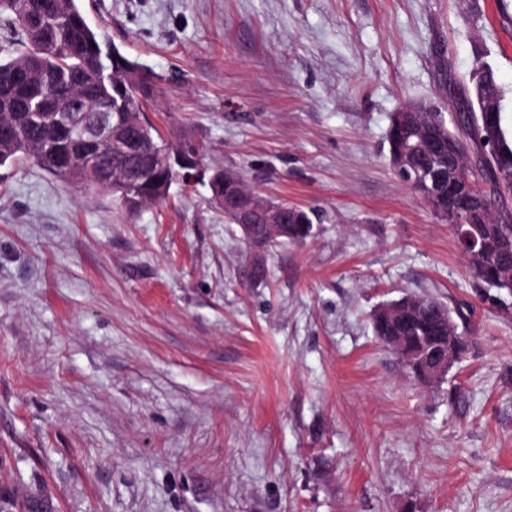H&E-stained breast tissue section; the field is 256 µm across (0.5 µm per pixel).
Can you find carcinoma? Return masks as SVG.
<instances>
[{
    "label": "carcinoma",
    "mask_w": 512,
    "mask_h": 512,
    "mask_svg": "<svg viewBox=\"0 0 512 512\" xmlns=\"http://www.w3.org/2000/svg\"><path fill=\"white\" fill-rule=\"evenodd\" d=\"M13 26L9 45H0V166L22 157L33 159L59 180L80 182L89 189L113 191L112 180L103 181L97 173L78 164L86 147L78 146L53 120L56 112H69L82 99L90 105L103 104L112 111V131L148 145H135L116 159L102 156L107 168L117 165L125 171L122 189L114 191L122 208L135 211L145 204L160 201L169 193L179 172L168 169L171 153L199 154V147L187 137L166 139L144 115L143 105L155 99L159 77L129 59L108 41L99 27L84 15L80 0H52L45 8L43 0H0V21ZM468 111L460 116V126L451 130L439 112H427L421 121H430L444 142L452 144L466 159L458 179L469 187V195L433 198L414 181V173L395 170L398 178L418 192L442 217L448 212L460 218L470 215L472 200L492 217L495 230L489 249L479 262L469 261L477 278L484 284L512 292V209L492 210V200L479 182L492 186L496 193L512 190V183L502 173L512 169V141L496 117V131H488L479 112L474 91L466 98ZM211 199L230 201L248 191L242 180L224 170L207 181ZM312 221L305 211L294 215L276 237L268 235L259 223L245 237L255 250L267 251L282 244H297L310 236ZM389 305L418 308L417 315L385 316L375 312V335L400 358L413 377L424 379L421 360L408 361L424 344L434 349H454L459 356L468 350V338L448 335L447 306L429 298L406 296ZM15 512H50L45 497L29 495L11 502Z\"/></svg>",
    "instance_id": "cac0c4a2"
}]
</instances>
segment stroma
I'll list each match as a JSON object with an SVG mask.
<instances>
[{
  "mask_svg": "<svg viewBox=\"0 0 512 512\" xmlns=\"http://www.w3.org/2000/svg\"><path fill=\"white\" fill-rule=\"evenodd\" d=\"M156 73L145 114L201 166L312 212L256 254L197 179L131 213L0 167V493L56 512H512V294L396 177L407 104L465 111L477 61L512 135V0H80ZM446 304L434 384L374 334Z\"/></svg>",
  "mask_w": 512,
  "mask_h": 512,
  "instance_id": "1",
  "label": "stroma"
}]
</instances>
